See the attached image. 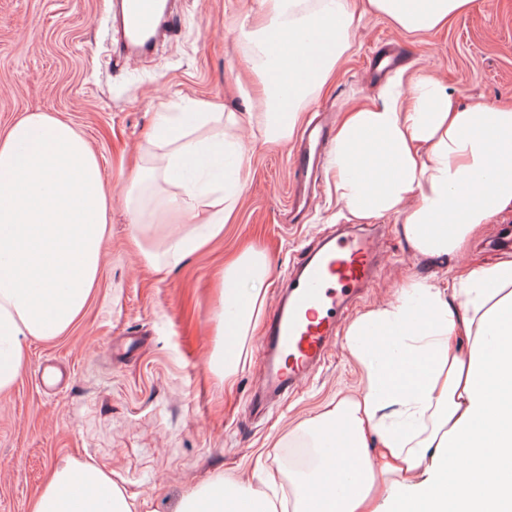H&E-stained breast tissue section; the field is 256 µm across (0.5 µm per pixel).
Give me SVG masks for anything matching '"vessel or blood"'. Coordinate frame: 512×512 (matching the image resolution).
I'll return each instance as SVG.
<instances>
[{
    "label": "vessel or blood",
    "mask_w": 512,
    "mask_h": 512,
    "mask_svg": "<svg viewBox=\"0 0 512 512\" xmlns=\"http://www.w3.org/2000/svg\"><path fill=\"white\" fill-rule=\"evenodd\" d=\"M112 15L123 57L149 55L161 36L174 32L177 21L160 0H113ZM330 144L327 124L308 132L291 159L298 179L306 178L314 154L328 151ZM374 238L371 231L336 230L318 239L293 266L284 297L259 341L274 391L295 389L328 356L341 320L377 275L380 254ZM331 455L338 478L330 492L338 496L353 477V465L339 450Z\"/></svg>",
    "instance_id": "obj_1"
}]
</instances>
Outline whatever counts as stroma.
I'll return each instance as SVG.
<instances>
[{
    "label": "stroma",
    "instance_id": "stroma-1",
    "mask_svg": "<svg viewBox=\"0 0 512 512\" xmlns=\"http://www.w3.org/2000/svg\"><path fill=\"white\" fill-rule=\"evenodd\" d=\"M104 0H0V130L25 112H52L80 130L112 194V224L103 243L97 291L83 318L53 341L28 340V362L0 394V512H28L50 470L71 459L110 471L150 512H175L190 490L223 471L261 486L266 474L298 469L313 436L298 426L339 395L362 389L347 346L332 350L290 394L255 404L267 386L259 356L261 328L232 385L211 371L215 338L213 274L248 247L272 262L265 317L305 248L336 229L339 206L327 171L317 201L290 213V158L297 146L252 142L248 127L231 134L247 145L250 177L223 238L202 254L157 273L131 242L121 167L131 166L155 129L157 103L183 111L204 98L225 110L258 108L262 78L241 29L258 0H178L180 26L153 55L108 67ZM337 73L303 114L341 121L358 104L378 101L371 58L394 43L412 72L439 79L465 102L512 106V0H474L447 28L412 36L385 18L368 17ZM384 258L358 312L395 302L401 284L447 287L459 274L512 253L498 246L512 210L481 226L448 260L414 255L402 218L382 217Z\"/></svg>",
    "mask_w": 512,
    "mask_h": 512
}]
</instances>
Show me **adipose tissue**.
Returning <instances> with one entry per match:
<instances>
[{"label": "adipose tissue", "mask_w": 512, "mask_h": 512, "mask_svg": "<svg viewBox=\"0 0 512 512\" xmlns=\"http://www.w3.org/2000/svg\"><path fill=\"white\" fill-rule=\"evenodd\" d=\"M473 0H260L254 34L264 66L281 68L282 92L260 112H223L195 99L186 112L159 102L154 165L125 176V210L145 265L177 267L221 236L247 182L199 185L192 164L223 147L226 128L248 127L254 140H290L302 110L335 72L349 37L365 16L420 34L467 12ZM379 104L348 112L334 136L329 169L341 217H403L412 252L445 259L474 230L512 208V108L460 105L428 75L397 72L380 88ZM173 186L172 214L196 218L184 233L154 246L140 215L150 182ZM112 196L86 139L69 122L29 112L0 133V393L27 364L26 342L53 339L80 318L98 282ZM270 264L256 249L218 276V299L236 296L239 351L216 344L210 368L232 379L252 321L266 299ZM387 336L399 361H384L368 342ZM346 345L361 370L358 395L328 404L300 428L316 436L314 471L288 474L278 499L215 475L185 494L176 512H512V257L455 279L448 291L427 281L402 285L396 301L368 310L348 326ZM356 461L343 495L328 492L330 434ZM464 447L469 467L453 466L449 449ZM111 472L92 462L55 467L30 512H138Z\"/></svg>", "instance_id": "adipose-tissue-1"}]
</instances>
